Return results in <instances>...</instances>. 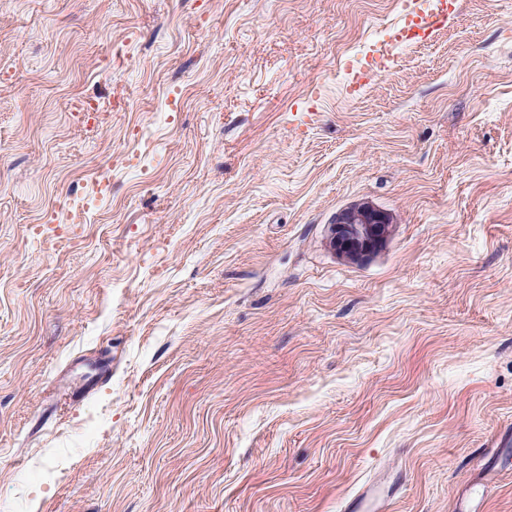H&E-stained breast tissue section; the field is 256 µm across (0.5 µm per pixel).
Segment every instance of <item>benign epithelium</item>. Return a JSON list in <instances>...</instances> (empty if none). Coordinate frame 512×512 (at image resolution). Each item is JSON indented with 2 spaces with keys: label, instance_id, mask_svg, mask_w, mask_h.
<instances>
[{
  "label": "benign epithelium",
  "instance_id": "obj_1",
  "mask_svg": "<svg viewBox=\"0 0 512 512\" xmlns=\"http://www.w3.org/2000/svg\"><path fill=\"white\" fill-rule=\"evenodd\" d=\"M391 227L388 212L373 204L361 203L336 215L328 228L329 240L338 255L363 263L386 245Z\"/></svg>",
  "mask_w": 512,
  "mask_h": 512
}]
</instances>
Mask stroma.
I'll list each match as a JSON object with an SVG mask.
<instances>
[{
    "mask_svg": "<svg viewBox=\"0 0 512 512\" xmlns=\"http://www.w3.org/2000/svg\"><path fill=\"white\" fill-rule=\"evenodd\" d=\"M401 20L0 0V512H345L396 478L388 512H512V0H451L347 96ZM360 200L394 232L356 265L326 234Z\"/></svg>",
    "mask_w": 512,
    "mask_h": 512,
    "instance_id": "stroma-1",
    "label": "stroma"
}]
</instances>
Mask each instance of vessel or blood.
<instances>
[{"label":"vessel or blood","instance_id":"1","mask_svg":"<svg viewBox=\"0 0 512 512\" xmlns=\"http://www.w3.org/2000/svg\"><path fill=\"white\" fill-rule=\"evenodd\" d=\"M446 11L445 0H403L402 24L390 31L383 49L367 58L364 67L352 71L347 86L349 94H357L370 81L388 71L394 61L396 47L429 36L436 24L445 19ZM399 491L400 486L396 483L384 489L370 484L350 503L349 508L351 512H377L379 506L388 505Z\"/></svg>","mask_w":512,"mask_h":512}]
</instances>
